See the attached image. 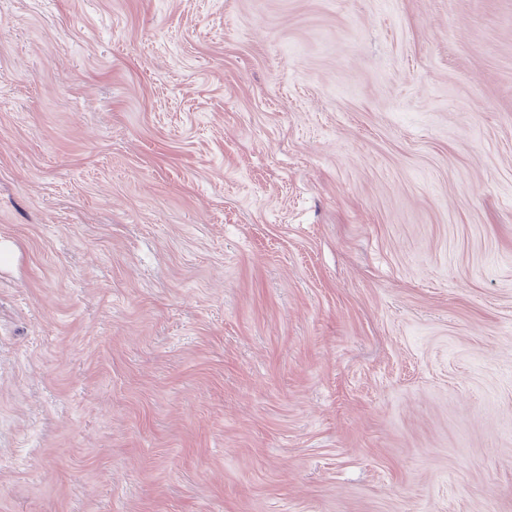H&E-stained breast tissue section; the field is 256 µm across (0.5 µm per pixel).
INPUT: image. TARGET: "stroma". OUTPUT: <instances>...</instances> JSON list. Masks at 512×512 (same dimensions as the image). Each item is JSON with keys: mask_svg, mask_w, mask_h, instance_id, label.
<instances>
[{"mask_svg": "<svg viewBox=\"0 0 512 512\" xmlns=\"http://www.w3.org/2000/svg\"><path fill=\"white\" fill-rule=\"evenodd\" d=\"M0 512H512V0H0Z\"/></svg>", "mask_w": 512, "mask_h": 512, "instance_id": "35a3bbf8", "label": "stroma"}]
</instances>
